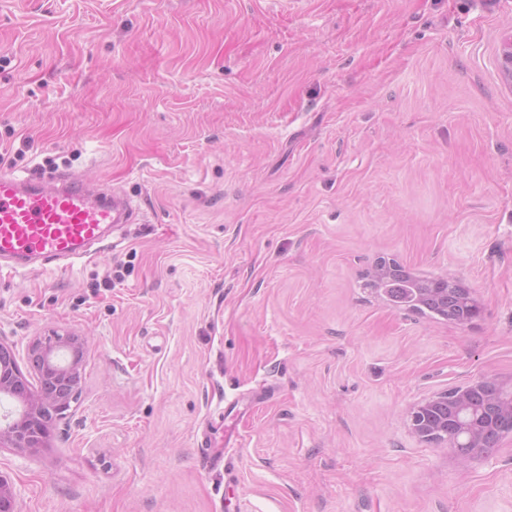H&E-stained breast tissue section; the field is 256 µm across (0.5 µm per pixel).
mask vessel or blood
<instances>
[{
	"label": "vessel or blood",
	"mask_w": 512,
	"mask_h": 512,
	"mask_svg": "<svg viewBox=\"0 0 512 512\" xmlns=\"http://www.w3.org/2000/svg\"><path fill=\"white\" fill-rule=\"evenodd\" d=\"M129 198L77 179L0 174V269L73 262L103 243L106 229L133 223Z\"/></svg>",
	"instance_id": "1"
}]
</instances>
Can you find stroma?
Wrapping results in <instances>:
<instances>
[{
  "mask_svg": "<svg viewBox=\"0 0 512 512\" xmlns=\"http://www.w3.org/2000/svg\"><path fill=\"white\" fill-rule=\"evenodd\" d=\"M512 0H0V172L138 209L0 274V337L85 334L22 512H512V437L460 465L410 409L512 383ZM457 274L458 326L366 288ZM119 280H112L113 272Z\"/></svg>",
  "mask_w": 512,
  "mask_h": 512,
  "instance_id": "stroma-1",
  "label": "stroma"
}]
</instances>
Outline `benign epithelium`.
<instances>
[{
	"label": "benign epithelium",
	"mask_w": 512,
	"mask_h": 512,
	"mask_svg": "<svg viewBox=\"0 0 512 512\" xmlns=\"http://www.w3.org/2000/svg\"><path fill=\"white\" fill-rule=\"evenodd\" d=\"M499 62L503 73L512 78V34L501 44ZM405 275L413 281V303L438 307L436 315L443 320L466 325L481 316L472 290L459 278L420 276L391 258L371 264L367 285L375 289ZM86 348V337L73 331L32 337L26 350L37 375L33 384L19 368L12 346L0 339V395L21 406L19 413L0 418V448L31 456L45 447L55 422L68 415L80 391ZM409 425L418 441L452 448L465 465L512 436V388L495 376L465 381L412 407ZM18 504L16 488L0 475V512H18Z\"/></svg>",
	"instance_id": "1"
}]
</instances>
